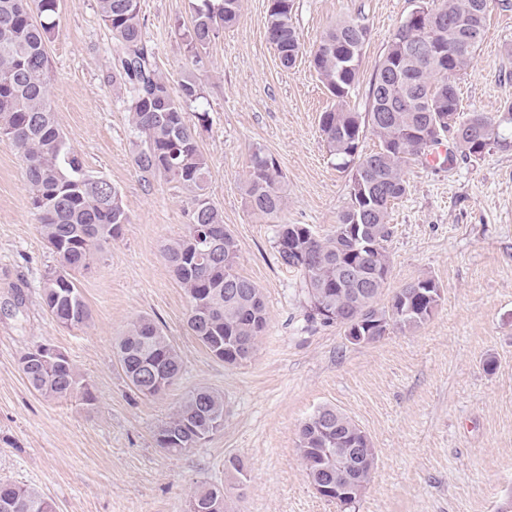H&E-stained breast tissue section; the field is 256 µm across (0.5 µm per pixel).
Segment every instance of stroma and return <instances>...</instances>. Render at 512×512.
I'll return each mask as SVG.
<instances>
[{"instance_id": "stroma-1", "label": "stroma", "mask_w": 512, "mask_h": 512, "mask_svg": "<svg viewBox=\"0 0 512 512\" xmlns=\"http://www.w3.org/2000/svg\"><path fill=\"white\" fill-rule=\"evenodd\" d=\"M268 5L244 0L237 23L195 57L183 38L192 0H140L159 71L171 85L190 76L200 88L191 109L207 115L196 136L208 191L238 244V269L269 313L255 355L229 365L187 329L188 299L162 256L186 230L187 198L132 164L127 94L107 80L113 39L97 0H60L47 45L56 120L85 170L120 190L131 222L77 276L90 324L61 326L41 298L57 259L40 235L23 163L0 139V479L37 490L55 512H187L193 492L209 486L227 489L231 512H504L512 505V148L405 167L383 295L430 277L441 301L416 332L350 343L339 326L313 318L302 276L277 259L276 225L249 213L241 186L263 150L286 177L284 221L321 236L333 230L348 177L329 156L319 117L365 111L370 79L413 2L294 0L305 46L343 18L369 28L360 82L342 100L307 60L281 64L266 36ZM457 86L464 110L492 117L512 99V9H493ZM140 315L163 328L182 361L175 383L155 396L129 387L114 354L116 337ZM38 344L69 356L93 405L30 388L19 358ZM199 387L223 396V428L180 453L159 448L158 426ZM322 406L352 419L376 454L346 509L315 492L297 449L301 423ZM232 457L248 470L244 487L229 476Z\"/></svg>"}]
</instances>
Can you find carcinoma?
<instances>
[{
  "instance_id": "obj_1",
  "label": "carcinoma",
  "mask_w": 512,
  "mask_h": 512,
  "mask_svg": "<svg viewBox=\"0 0 512 512\" xmlns=\"http://www.w3.org/2000/svg\"><path fill=\"white\" fill-rule=\"evenodd\" d=\"M99 15L112 32V82L124 85L134 131L141 136L133 165L141 173L175 182L188 193L186 233L166 243L163 257L189 298L187 327L213 356L229 365L253 354L268 325L260 288L237 270L238 244L224 228L212 202L208 160L185 105L199 98L187 76L173 90L157 70L142 39L140 0H97ZM493 0H416L397 26L369 82V112L334 109L322 113L321 137L336 168L348 172L349 201L331 234L321 237L302 224H281L275 248L280 262L304 279L312 311L325 323L344 328L361 344L375 343L397 329L414 332L439 305L441 292L431 277L408 282L379 305L390 258L385 243L390 212L406 194L404 166L428 156L449 134L461 155L479 157L512 141L502 125H512V100L500 119L464 112L457 76L480 47ZM293 0H269L266 33L281 64L307 57L329 93L339 100L355 90L368 27L345 18L307 50L293 23ZM243 0H199L185 32L193 52L209 46L241 15ZM59 0H0V136L9 139L24 163L29 200L42 238L58 267L42 282V299L55 320L80 327L91 312L76 285L85 270L130 223L120 191L104 176L88 174L62 134L52 109L47 43L58 26ZM377 149H362L365 129ZM247 208L256 217L280 224L284 174L277 160L254 154L243 184ZM210 226L221 233L200 253L194 242ZM117 362L129 384L154 396L179 376L181 360L162 329L149 317L131 320L115 343ZM36 345L19 358L30 387L58 402L77 396L91 405L94 396L70 359L40 361ZM224 426V398L206 388L189 391L157 430L158 447L179 453L206 441ZM298 450L310 483L321 496L348 506L345 488L366 486L376 454L366 434L344 413L318 408L300 427ZM228 512L226 490L207 487L191 495L188 512ZM0 512H54L40 493L0 481Z\"/></svg>"
}]
</instances>
